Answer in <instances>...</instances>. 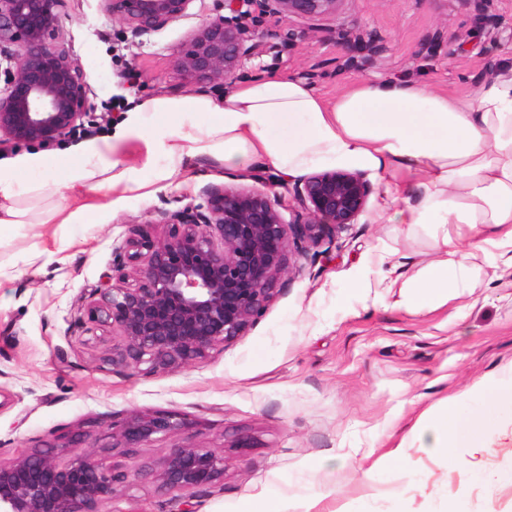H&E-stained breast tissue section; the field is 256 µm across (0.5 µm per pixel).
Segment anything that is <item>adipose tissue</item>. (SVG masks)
<instances>
[{
  "label": "adipose tissue",
  "instance_id": "obj_1",
  "mask_svg": "<svg viewBox=\"0 0 512 512\" xmlns=\"http://www.w3.org/2000/svg\"><path fill=\"white\" fill-rule=\"evenodd\" d=\"M132 141L143 146V166L121 160ZM76 151L73 158L32 152L0 163V233L33 223V202L56 196L79 204L55 207L44 223H86L88 192L110 189L117 210L129 197L150 196L153 182L173 180L195 158L237 172L270 166L287 180L346 167L370 172L381 187L375 222L431 228L435 259L407 277L383 273L401 305L430 311L459 297L478 271L476 257L512 267V71L493 72L463 96L422 81L357 80L330 99L300 78L274 73L238 85L218 103L202 95L149 98L127 110L111 139L85 140ZM146 166L154 180L143 177ZM484 225L492 236L482 237ZM460 404L453 396L422 412L365 478L411 470L406 448L446 460L455 448L480 451L512 439L496 406L465 419Z\"/></svg>",
  "mask_w": 512,
  "mask_h": 512
}]
</instances>
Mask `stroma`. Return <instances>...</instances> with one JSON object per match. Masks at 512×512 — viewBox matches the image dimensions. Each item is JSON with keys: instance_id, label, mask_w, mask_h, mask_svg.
<instances>
[{"instance_id": "obj_1", "label": "stroma", "mask_w": 512, "mask_h": 512, "mask_svg": "<svg viewBox=\"0 0 512 512\" xmlns=\"http://www.w3.org/2000/svg\"><path fill=\"white\" fill-rule=\"evenodd\" d=\"M222 0L140 37L120 33L100 0H65L63 28L84 71L95 118L88 136L111 134L125 112L154 96L203 93L172 57ZM292 33L281 46L262 40L241 81L288 72L332 97L354 80L409 78L453 94L473 92L487 60L512 68V0H343L339 14L300 37L304 21L272 19ZM360 29L369 49L345 62L341 37ZM211 184L254 187L248 174L191 162L172 185L112 209L94 195L84 224H18L0 236V462L58 435H80L104 466L146 477L118 484L102 512H238L247 499L276 492L320 499L321 512H446L465 496L467 512H512V484L487 488L467 470L409 449L414 474L361 470L389 448L390 424L408 431L439 400L461 396V414L480 410L469 391L512 367V269L489 270L431 312L399 306L378 284L377 258L404 274L435 258L428 232L376 224L372 193L357 223L342 228L284 280L276 302L248 333L204 362L143 376L104 358L111 336L81 332L73 321L94 289L112 281L113 250L133 224L163 232L160 210L203 201ZM174 411L187 425L143 444L113 447L112 428L136 412ZM199 446L223 455L224 482L189 502L160 489L149 471L172 448Z\"/></svg>"}]
</instances>
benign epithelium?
I'll return each mask as SVG.
<instances>
[{
    "instance_id": "7a95c632",
    "label": "benign epithelium",
    "mask_w": 512,
    "mask_h": 512,
    "mask_svg": "<svg viewBox=\"0 0 512 512\" xmlns=\"http://www.w3.org/2000/svg\"><path fill=\"white\" fill-rule=\"evenodd\" d=\"M64 0H0V47H11L0 85V149L50 146L84 129L89 88L62 30ZM104 12L133 36L158 31L189 15L197 0H101ZM342 0H224L229 14L204 20L173 57L194 83L224 90L258 54L267 18L316 21L336 15ZM360 31L342 38L355 57ZM372 185L359 171L312 173L295 187L297 215L288 220L276 199L258 189L210 185L204 203L160 212L161 237L134 224L113 251L112 285L97 288L75 319L90 332L118 331L105 361L144 375L200 362L245 335L276 300L277 283L292 272L289 243L306 258L310 247L356 223ZM172 412L134 413L120 424L116 448H138L178 433ZM224 457L177 447L149 476L189 499L224 480ZM128 479L99 463L80 438L62 434L0 464V512H97L116 483Z\"/></svg>"
}]
</instances>
